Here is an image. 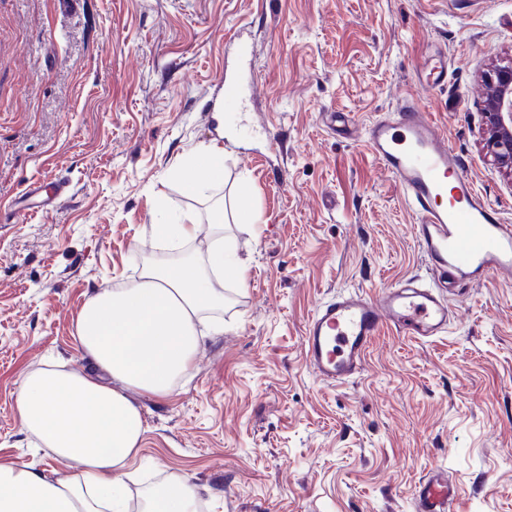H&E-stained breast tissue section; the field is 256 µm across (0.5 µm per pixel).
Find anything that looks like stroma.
<instances>
[{"instance_id": "1", "label": "stroma", "mask_w": 512, "mask_h": 512, "mask_svg": "<svg viewBox=\"0 0 512 512\" xmlns=\"http://www.w3.org/2000/svg\"><path fill=\"white\" fill-rule=\"evenodd\" d=\"M240 30L256 93L219 121ZM511 55L512 0H0V462L69 472L17 421L22 377L88 369L79 311L170 257L150 235L161 212L196 216L185 250L202 255L211 208L234 200L224 250L247 278L211 314L223 331L168 396L128 393L145 429L124 468L132 512L175 478L201 512H414L436 466L452 512H512V282L451 291L442 335L385 329L341 385L303 350L320 301L431 277L417 215L359 139L401 97L512 221V178L480 147L481 76ZM442 59L447 80L426 90L423 61ZM212 143L224 182L186 195L173 172ZM36 183L53 201L22 213Z\"/></svg>"}]
</instances>
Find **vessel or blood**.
<instances>
[{
    "instance_id": "1",
    "label": "vessel or blood",
    "mask_w": 512,
    "mask_h": 512,
    "mask_svg": "<svg viewBox=\"0 0 512 512\" xmlns=\"http://www.w3.org/2000/svg\"><path fill=\"white\" fill-rule=\"evenodd\" d=\"M363 143L417 213V243L433 277L428 283L409 278L372 294L339 293L315 307L305 326L304 354L315 375L331 384L363 371L384 327L413 339L447 332L448 289L512 279V224L477 191L431 113L404 97L396 112L366 129ZM457 497L447 471L434 469L415 486V512H449Z\"/></svg>"
}]
</instances>
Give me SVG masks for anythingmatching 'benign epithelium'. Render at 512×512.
<instances>
[{
    "label": "benign epithelium",
    "mask_w": 512,
    "mask_h": 512,
    "mask_svg": "<svg viewBox=\"0 0 512 512\" xmlns=\"http://www.w3.org/2000/svg\"><path fill=\"white\" fill-rule=\"evenodd\" d=\"M483 83L482 150L500 171L512 177V59L487 70Z\"/></svg>",
    "instance_id": "obj_1"
}]
</instances>
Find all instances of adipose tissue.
<instances>
[{
    "mask_svg": "<svg viewBox=\"0 0 512 512\" xmlns=\"http://www.w3.org/2000/svg\"><path fill=\"white\" fill-rule=\"evenodd\" d=\"M183 191L205 197L224 179V152L213 146L178 171ZM245 266L215 236L207 265L191 256L147 262L137 280L98 290L78 316V341L92 369L49 366L23 378L16 401L21 427L71 462L70 475L0 464V512H128L122 468L136 453L143 421L126 392L167 396L199 350L203 313L224 307V285L243 284ZM143 512H199L183 479L150 494Z\"/></svg>",
    "mask_w": 512,
    "mask_h": 512,
    "instance_id": "obj_1",
    "label": "adipose tissue"
}]
</instances>
